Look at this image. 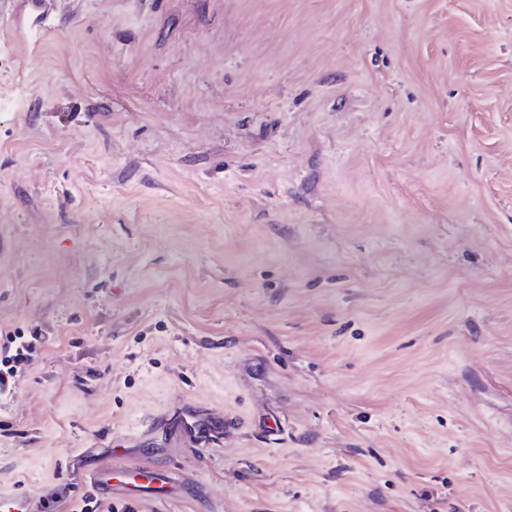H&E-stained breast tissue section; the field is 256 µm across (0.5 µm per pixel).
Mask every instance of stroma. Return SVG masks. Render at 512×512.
Instances as JSON below:
<instances>
[{
	"instance_id": "1",
	"label": "stroma",
	"mask_w": 512,
	"mask_h": 512,
	"mask_svg": "<svg viewBox=\"0 0 512 512\" xmlns=\"http://www.w3.org/2000/svg\"><path fill=\"white\" fill-rule=\"evenodd\" d=\"M0 490L512 512V0H0ZM195 403L219 443L158 451ZM31 339L38 341L34 333L30 334ZM32 340L25 339L24 332L18 331L14 336H9V347H5L0 356V392L10 391L11 380L15 377L19 365L29 361L30 355L35 348ZM135 442V435L114 438L110 442L111 461L82 472L79 483L94 497L109 498L117 493L129 499H161L178 496L185 484L171 473L149 463L128 464L118 461L127 458L129 448L135 446Z\"/></svg>"
}]
</instances>
